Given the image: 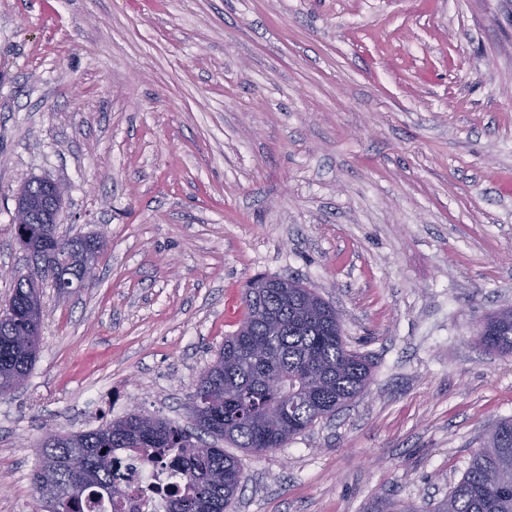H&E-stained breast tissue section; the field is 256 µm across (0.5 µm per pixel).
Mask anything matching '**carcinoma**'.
Instances as JSON below:
<instances>
[{"instance_id": "obj_1", "label": "carcinoma", "mask_w": 512, "mask_h": 512, "mask_svg": "<svg viewBox=\"0 0 512 512\" xmlns=\"http://www.w3.org/2000/svg\"><path fill=\"white\" fill-rule=\"evenodd\" d=\"M48 189V181L34 179L19 194L39 201ZM29 219L15 231L35 271L13 280L0 311L1 395L24 384L39 355V284L52 280L61 288L83 282L86 258H98L108 244L102 235L58 243L47 235L39 208ZM242 303L240 326L224 338L217 359L198 377L190 407L194 431L132 413L89 431L46 433L31 484L40 497L44 463L50 462L57 499L41 502V512H85L90 496L119 495L113 459L131 448L148 461L172 456L181 464L184 491L173 492L167 512H225L242 488L243 472L238 459L215 444L199 451L200 434L267 452L335 415L368 388V360L348 349L336 309L314 289L290 279H252ZM478 337L486 349L511 354L512 308L487 316ZM371 512L420 509L382 498ZM431 512H512V418L493 425L463 477Z\"/></svg>"}]
</instances>
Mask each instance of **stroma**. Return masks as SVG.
Listing matches in <instances>:
<instances>
[{"instance_id":"1","label":"stroma","mask_w":512,"mask_h":512,"mask_svg":"<svg viewBox=\"0 0 512 512\" xmlns=\"http://www.w3.org/2000/svg\"><path fill=\"white\" fill-rule=\"evenodd\" d=\"M93 284L43 283L40 358L0 395V512H39L46 430L190 398L257 275L294 277L368 357L366 392L262 455L229 512L442 500L512 417V6L506 0H0V268L31 178ZM479 342L488 350L512 353V308L486 317L478 331Z\"/></svg>"}]
</instances>
